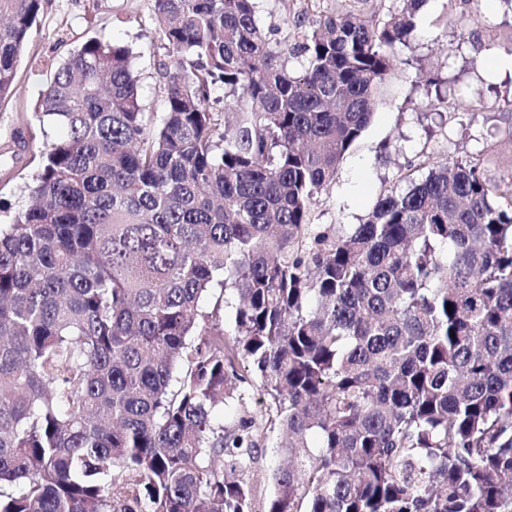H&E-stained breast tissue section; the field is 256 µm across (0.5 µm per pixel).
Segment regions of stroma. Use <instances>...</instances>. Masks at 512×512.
<instances>
[{
  "label": "stroma",
  "mask_w": 512,
  "mask_h": 512,
  "mask_svg": "<svg viewBox=\"0 0 512 512\" xmlns=\"http://www.w3.org/2000/svg\"><path fill=\"white\" fill-rule=\"evenodd\" d=\"M417 34L400 58L412 59L389 81L361 139L340 165L336 182L317 199L312 222L343 237L364 223L379 194L405 189L404 177L423 159H477L493 183L512 181V73H491V60L512 57V0H426ZM153 0H45L20 55L17 85L0 104V151L27 139L29 149L9 177L0 176V218L27 206V187L40 168L44 140L34 115L42 84L86 39L102 31L129 46L148 111L160 109L159 65L166 58L152 24ZM447 92L446 106L427 92L428 79ZM239 399L214 413L217 423L254 420L257 446L240 474L264 512L280 456L276 414L260 378L237 363Z\"/></svg>",
  "instance_id": "1"
}]
</instances>
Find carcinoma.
<instances>
[{"instance_id":"obj_1","label":"carcinoma","mask_w":512,"mask_h":512,"mask_svg":"<svg viewBox=\"0 0 512 512\" xmlns=\"http://www.w3.org/2000/svg\"><path fill=\"white\" fill-rule=\"evenodd\" d=\"M368 2L281 0L266 27L257 0H154L160 114L105 34L44 83L62 135L0 223V512H252L215 467L256 447L254 420L212 417L236 359L282 434L265 512H512V184L429 163L348 236L312 229L411 66L423 0ZM42 8L0 0L1 103Z\"/></svg>"}]
</instances>
